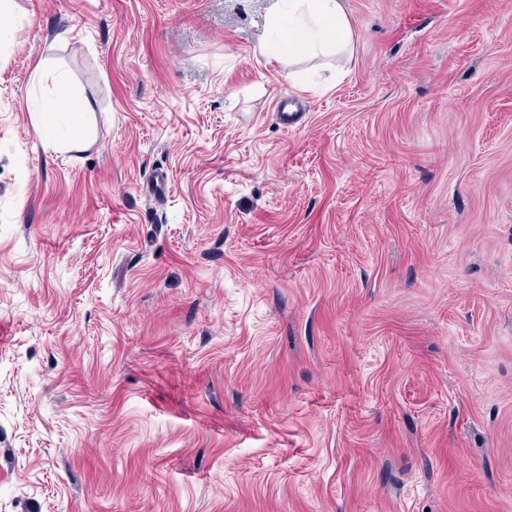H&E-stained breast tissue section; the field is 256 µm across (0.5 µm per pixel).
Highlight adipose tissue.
Here are the masks:
<instances>
[{"label": "adipose tissue", "instance_id": "adipose-tissue-1", "mask_svg": "<svg viewBox=\"0 0 512 512\" xmlns=\"http://www.w3.org/2000/svg\"><path fill=\"white\" fill-rule=\"evenodd\" d=\"M352 44V33L340 0H288V24L280 33L278 50L289 57L315 59L342 55ZM86 105L70 94L65 79H57L54 98L46 101L37 113L42 129L58 123L67 114L73 127H80Z\"/></svg>", "mask_w": 512, "mask_h": 512}]
</instances>
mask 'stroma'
Instances as JSON below:
<instances>
[{"mask_svg": "<svg viewBox=\"0 0 512 512\" xmlns=\"http://www.w3.org/2000/svg\"><path fill=\"white\" fill-rule=\"evenodd\" d=\"M342 4L0 0V512H512V0ZM288 25L281 29L277 49L288 58L315 59L346 53L352 33L340 0H289ZM86 105L70 94L64 78L59 77L56 81V93L54 98L46 101L37 111V121L43 130H50L58 123L59 114L65 110L70 124L74 128L80 127L85 118Z\"/></svg>", "mask_w": 512, "mask_h": 512, "instance_id": "35a3bbf8", "label": "stroma"}]
</instances>
